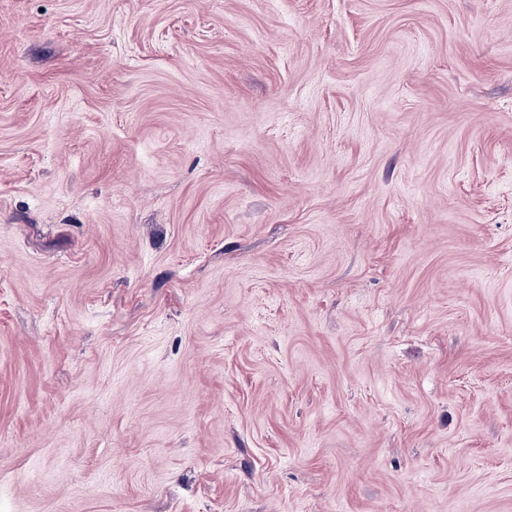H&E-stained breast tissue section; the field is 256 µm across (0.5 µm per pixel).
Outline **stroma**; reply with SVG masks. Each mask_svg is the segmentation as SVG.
Here are the masks:
<instances>
[{"label":"stroma","mask_w":512,"mask_h":512,"mask_svg":"<svg viewBox=\"0 0 512 512\" xmlns=\"http://www.w3.org/2000/svg\"><path fill=\"white\" fill-rule=\"evenodd\" d=\"M0 512H512V0H0Z\"/></svg>","instance_id":"obj_1"}]
</instances>
